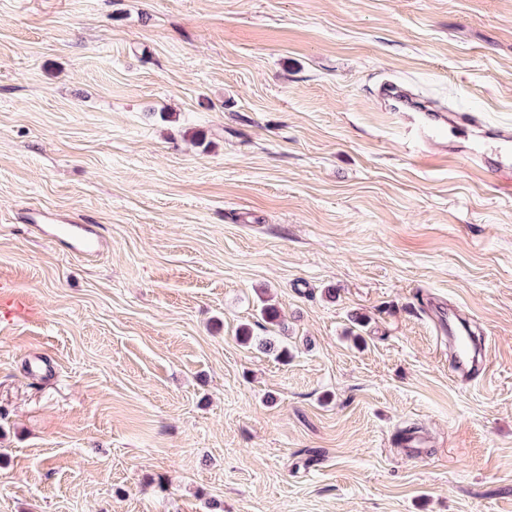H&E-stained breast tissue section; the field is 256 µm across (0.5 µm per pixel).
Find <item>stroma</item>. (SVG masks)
<instances>
[{
  "instance_id": "obj_1",
  "label": "stroma",
  "mask_w": 512,
  "mask_h": 512,
  "mask_svg": "<svg viewBox=\"0 0 512 512\" xmlns=\"http://www.w3.org/2000/svg\"><path fill=\"white\" fill-rule=\"evenodd\" d=\"M387 80L512 126V0H0V512H512V199ZM381 87L384 89V91H387V95L393 101V112L423 113L422 116L419 118L420 125H418V128L424 138H426L427 140H432L442 132V128L437 123L439 117H437L434 114H428L429 112H434L431 110L417 111L405 87L395 83H385ZM67 224H57L53 230L56 234L69 237L73 250L84 256L99 254L109 247L108 241L92 224H83L81 219L66 220Z\"/></svg>"
}]
</instances>
